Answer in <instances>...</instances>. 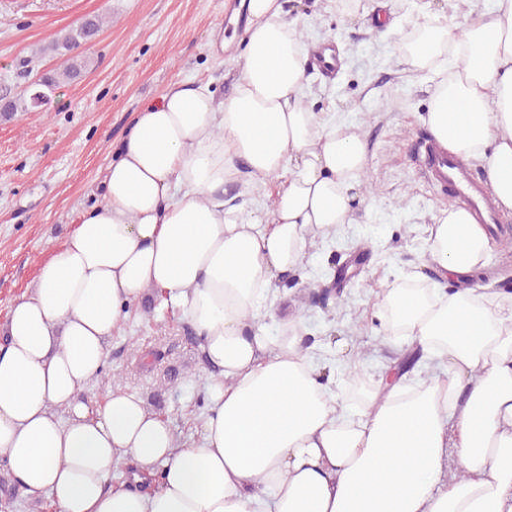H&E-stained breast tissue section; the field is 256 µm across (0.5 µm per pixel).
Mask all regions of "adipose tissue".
I'll use <instances>...</instances> for the list:
<instances>
[{
	"label": "adipose tissue",
	"instance_id": "adipose-tissue-1",
	"mask_svg": "<svg viewBox=\"0 0 512 512\" xmlns=\"http://www.w3.org/2000/svg\"><path fill=\"white\" fill-rule=\"evenodd\" d=\"M234 94L171 83L135 113L107 166L102 203L39 262L12 300L0 346V470L60 512H512V307L470 289L384 290L386 333L438 372L378 381L359 408L322 379L298 324L261 322L276 281L315 238L354 223L366 171L361 126L304 106L309 57L282 0H248ZM462 37L422 22L407 62L452 57L423 123L483 164L491 202L512 213V0L462 17ZM291 170L265 217L225 200L241 177ZM488 226L440 211L425 262L445 278L484 267ZM166 291L219 378L200 442L186 443L137 395L87 396L132 306ZM132 458L162 465L151 493L112 480Z\"/></svg>",
	"mask_w": 512,
	"mask_h": 512
}]
</instances>
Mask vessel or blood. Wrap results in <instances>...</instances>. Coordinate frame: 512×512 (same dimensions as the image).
Here are the masks:
<instances>
[{
  "mask_svg": "<svg viewBox=\"0 0 512 512\" xmlns=\"http://www.w3.org/2000/svg\"><path fill=\"white\" fill-rule=\"evenodd\" d=\"M420 166L440 194L480 215L482 223L495 226L501 218L490 205L488 188L476 179L467 163L441 148L436 142L422 143L417 152Z\"/></svg>",
  "mask_w": 512,
  "mask_h": 512,
  "instance_id": "1",
  "label": "vessel or blood"
}]
</instances>
